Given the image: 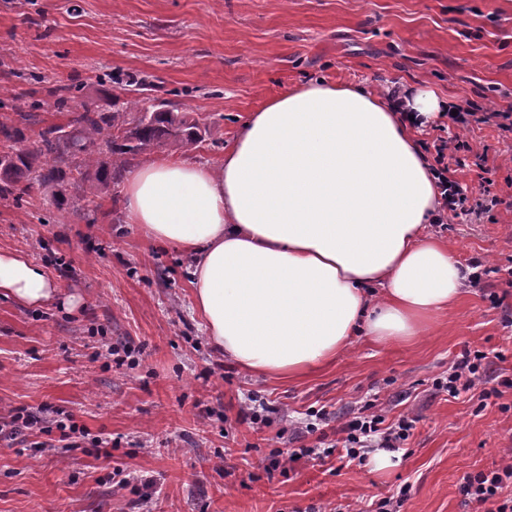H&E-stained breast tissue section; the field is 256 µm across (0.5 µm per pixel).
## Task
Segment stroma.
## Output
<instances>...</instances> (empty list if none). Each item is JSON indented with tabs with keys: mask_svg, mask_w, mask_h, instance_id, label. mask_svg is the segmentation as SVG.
<instances>
[{
	"mask_svg": "<svg viewBox=\"0 0 512 512\" xmlns=\"http://www.w3.org/2000/svg\"><path fill=\"white\" fill-rule=\"evenodd\" d=\"M43 101L19 146L68 125L51 85H82L81 98L111 107L127 76H149V98L166 99L210 127L189 152L169 147L130 157L218 166L247 116L285 88L313 79L433 90L512 113V0H0V88ZM462 141L454 177L464 192L489 178L501 198L494 221L462 215L427 230L463 265L490 270L484 289L465 286L457 305L423 336L381 346L364 338L334 362L288 379L237 367L211 346L194 308L192 259L145 238L129 221L123 183L97 208L74 201L77 183L33 184L0 203V251L44 268L56 293L31 306L0 293V512H309L358 507L411 490L401 512H472L465 475L497 469L512 448V389L478 409L470 393L436 391L435 378L464 350L491 356L489 378H512V134L495 123H426L419 146ZM129 348L135 367H116L102 347ZM273 405L256 432L239 419L248 396ZM419 421L405 448L340 467L302 461L268 474L274 451L313 444L295 425L308 411L348 417L368 400ZM45 412L86 429L73 448L40 427L11 437L16 409ZM112 441L97 458L93 437ZM137 475L120 489L114 468Z\"/></svg>",
	"mask_w": 512,
	"mask_h": 512,
	"instance_id": "1",
	"label": "stroma"
}]
</instances>
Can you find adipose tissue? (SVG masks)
I'll use <instances>...</instances> for the list:
<instances>
[{
	"label": "adipose tissue",
	"instance_id": "adipose-tissue-1",
	"mask_svg": "<svg viewBox=\"0 0 512 512\" xmlns=\"http://www.w3.org/2000/svg\"><path fill=\"white\" fill-rule=\"evenodd\" d=\"M444 109L422 88L391 103L362 85H296L248 116L219 168H130L129 220L192 256L206 334L248 371L298 377L359 334L413 340L467 278L423 232L441 199L412 121ZM1 290L30 305L55 292L42 267L0 252Z\"/></svg>",
	"mask_w": 512,
	"mask_h": 512
}]
</instances>
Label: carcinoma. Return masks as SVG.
Masks as SVG:
<instances>
[{
	"label": "carcinoma",
	"instance_id": "cac0c4a2",
	"mask_svg": "<svg viewBox=\"0 0 512 512\" xmlns=\"http://www.w3.org/2000/svg\"><path fill=\"white\" fill-rule=\"evenodd\" d=\"M129 96L112 103V111H101L85 102L73 108L79 88L60 85L51 90L55 106L74 113L69 127L52 125L39 133V145L32 150H14V142L23 139L19 127H3L7 146L0 150V200L19 202L31 184L58 185L65 181L84 182L77 202L84 207L97 206V200L112 182L129 155L151 152L163 145L183 151L195 149L209 127L186 113L168 109V104L153 110L144 107V94L153 84L140 77L129 80ZM22 91L6 100L0 99V109H9L18 116L17 122L27 121V113L36 110V100L27 101ZM108 154L110 161L102 159Z\"/></svg>",
	"mask_w": 512,
	"mask_h": 512
}]
</instances>
